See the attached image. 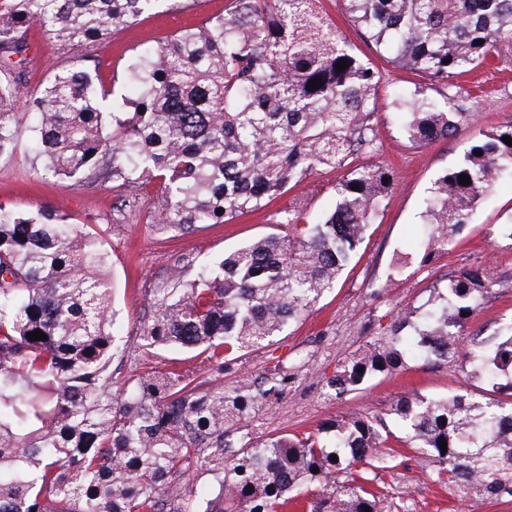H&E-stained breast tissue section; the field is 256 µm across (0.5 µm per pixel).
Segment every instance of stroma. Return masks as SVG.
Instances as JSON below:
<instances>
[{
    "label": "stroma",
    "mask_w": 512,
    "mask_h": 512,
    "mask_svg": "<svg viewBox=\"0 0 512 512\" xmlns=\"http://www.w3.org/2000/svg\"><path fill=\"white\" fill-rule=\"evenodd\" d=\"M226 2L168 0L158 13L142 16L113 31L107 40L69 54L34 27L28 33L23 63L5 65L0 75L20 76L25 92L34 96L55 74L77 63L96 70L105 90L125 93L129 90L126 66L136 53L222 13ZM385 71L388 82L379 90L383 103L378 124L381 147L362 156L361 161L394 169L397 183L386 208L368 228L332 292L268 346L242 355L224 369L228 385L235 384L242 374H258L277 366L290 374L288 390L280 400L259 404L252 411L249 424L254 435L314 432L339 416L382 414L397 396L411 391L443 397L466 390L453 364L433 363L419 356L408 357L402 372L372 379L363 390L340 398L323 396L319 383L320 376L332 375L337 363L366 340L383 335L402 308L425 304L433 289L444 286L458 270L486 268L501 280L495 297L477 312L472 329L490 333L512 323V240L493 233L512 216V180L503 181L495 194L481 202L450 250L423 259L417 240L424 224V201L437 176L458 162L472 134L467 131L421 149L411 146L392 114L390 91L410 88L414 77L390 64ZM477 76L488 95L465 101L464 106L476 113L478 128L487 132L512 122V69L490 65L478 70ZM18 119L22 133L16 147L11 155L0 158V204L18 209L58 207L70 223L96 228L114 286L112 332L123 338L138 333L144 312L156 291L168 287L179 258L189 257L198 265L211 263L225 250L271 232L292 196L309 198L314 215L336 202V174L325 171L311 175L292 195L278 198L265 210L183 235L162 232L148 222L162 205L156 185L143 187L136 207L129 209L120 205L122 188L111 184L88 189L44 179L41 164L34 162L29 150L35 116L22 108ZM400 253L408 254L409 260L398 276H390V267ZM372 282L382 287L379 298L370 296L368 285ZM375 486L387 503L386 512H512V501L465 497L456 489L431 482L414 464L396 476L380 474Z\"/></svg>",
    "instance_id": "1"
}]
</instances>
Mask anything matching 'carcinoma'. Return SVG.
Instances as JSON below:
<instances>
[{
	"instance_id": "carcinoma-1",
	"label": "carcinoma",
	"mask_w": 512,
	"mask_h": 512,
	"mask_svg": "<svg viewBox=\"0 0 512 512\" xmlns=\"http://www.w3.org/2000/svg\"><path fill=\"white\" fill-rule=\"evenodd\" d=\"M164 2L0 0V58L23 55L33 24L69 53ZM346 2L366 41L424 80L411 96L392 93L416 148L472 127L464 76L485 64L512 67V0ZM318 4L230 0L224 13L135 55L128 95L110 96L74 65L26 100L38 114L32 150L46 174L69 186L112 180L131 193L156 181L163 205L152 223L161 230L226 224L325 169L337 172L336 203L305 224L308 204L296 197L278 231L213 267L182 261L131 344L110 330L112 286L97 234L54 209L0 205V512H282L314 484L313 512H384L373 482L403 465L393 441L436 480L512 501V325L464 341L500 287L489 270L449 276L320 378L328 396L356 392L402 370L410 344L456 364L481 383L479 394L404 395L385 415L260 439L248 416L288 387V371L224 386L225 365L269 345L335 287L396 182L391 167L358 163L377 145L384 73ZM342 59L348 68L339 71ZM312 79L322 86L308 90ZM22 94L20 78L0 81V156L19 138ZM505 136L512 123L479 133L436 178L423 259L448 250L512 176ZM36 330L47 340L29 339ZM169 348L205 356L216 383L174 368L132 369L112 394L115 359Z\"/></svg>"
}]
</instances>
